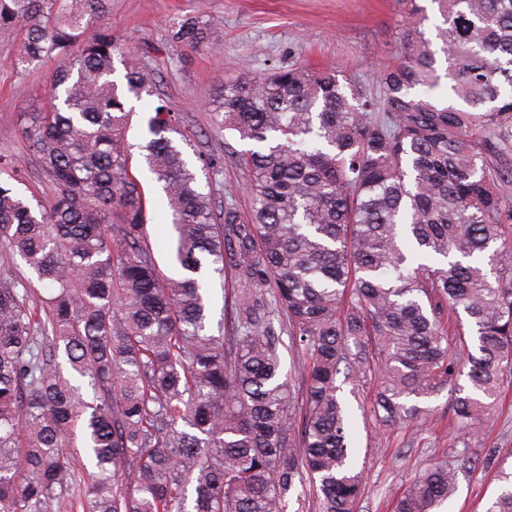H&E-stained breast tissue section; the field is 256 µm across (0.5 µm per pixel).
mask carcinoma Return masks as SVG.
Masks as SVG:
<instances>
[{
    "label": "carcinoma",
    "mask_w": 512,
    "mask_h": 512,
    "mask_svg": "<svg viewBox=\"0 0 512 512\" xmlns=\"http://www.w3.org/2000/svg\"><path fill=\"white\" fill-rule=\"evenodd\" d=\"M110 2L0 0V33L22 34L17 72L58 62L51 105L17 115L50 206L0 161V512H72L76 493L82 512H285L307 482L319 512H355L363 469L340 365L354 386L380 380L378 427L418 424V400L446 390L469 432L512 368V173L486 162L512 147V0H432L438 51L410 0L377 99L331 70L224 78L210 119L250 142L231 158L250 173L251 210L226 201L220 219L178 113L155 108L132 171L126 102L156 78L117 52ZM210 26L179 19L172 38L211 50ZM144 170L171 216L170 275L146 242ZM19 260L32 276L13 273ZM215 276L222 336L208 332ZM469 463L435 462L394 512H434ZM501 473L510 486L486 512H512Z\"/></svg>",
    "instance_id": "carcinoma-1"
}]
</instances>
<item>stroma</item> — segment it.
Listing matches in <instances>:
<instances>
[{
    "label": "stroma",
    "mask_w": 512,
    "mask_h": 512,
    "mask_svg": "<svg viewBox=\"0 0 512 512\" xmlns=\"http://www.w3.org/2000/svg\"><path fill=\"white\" fill-rule=\"evenodd\" d=\"M408 0H112L106 22L121 44L134 49L158 79V96L133 101L128 139L138 144L158 101L181 113L193 133L186 158L201 167L204 158L240 150L244 144L230 131L209 125L207 98L225 76L248 66L264 71L296 64L338 71L364 93L379 96L377 69L399 45V29ZM206 16L214 21L211 39L218 53L179 52L171 40L175 17ZM19 36L0 37V154L11 156L29 179L26 194L43 204L53 200V187L39 172L18 132L17 115L47 105L49 76L55 62H43L22 75L13 67ZM151 202L147 239L167 267L169 215L158 206L157 182L145 181ZM448 393L423 401L426 420L416 429L383 431L357 422V445L365 462V489L356 512H389L392 494L434 458L468 449L473 472L460 475L456 490L440 512H486L504 482L501 460L512 457V378H505L493 417L479 433L458 430L448 412Z\"/></svg>",
    "instance_id": "stroma-1"
}]
</instances>
